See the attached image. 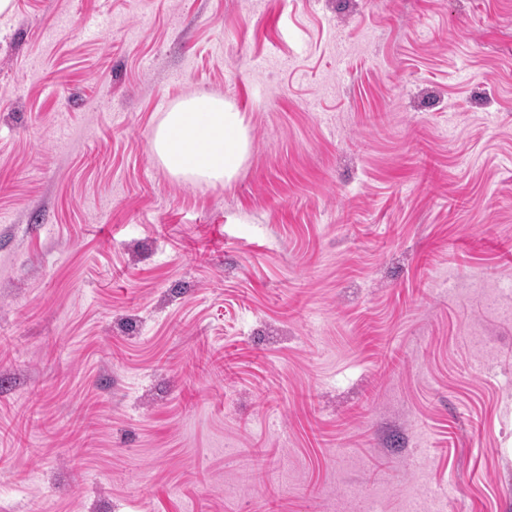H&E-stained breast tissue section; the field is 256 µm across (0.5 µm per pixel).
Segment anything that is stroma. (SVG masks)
<instances>
[{"instance_id": "1", "label": "stroma", "mask_w": 512, "mask_h": 512, "mask_svg": "<svg viewBox=\"0 0 512 512\" xmlns=\"http://www.w3.org/2000/svg\"><path fill=\"white\" fill-rule=\"evenodd\" d=\"M198 90L226 186L149 138ZM0 512H512V0L0 14ZM251 148L235 106L204 92L172 104L150 138L153 155L172 177L212 186L231 183Z\"/></svg>"}]
</instances>
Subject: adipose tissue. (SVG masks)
<instances>
[{"mask_svg": "<svg viewBox=\"0 0 512 512\" xmlns=\"http://www.w3.org/2000/svg\"><path fill=\"white\" fill-rule=\"evenodd\" d=\"M251 148L235 106L204 92L172 104L150 138L153 155L172 177L212 186L231 183Z\"/></svg>", "mask_w": 512, "mask_h": 512, "instance_id": "1", "label": "adipose tissue"}]
</instances>
